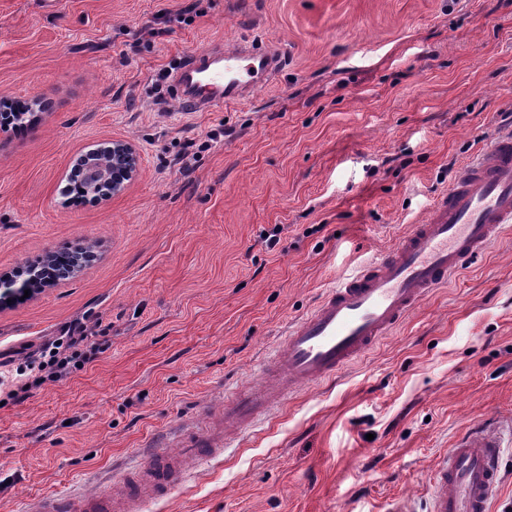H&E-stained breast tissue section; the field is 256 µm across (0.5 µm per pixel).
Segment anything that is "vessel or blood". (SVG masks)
Here are the masks:
<instances>
[{
    "label": "vessel or blood",
    "instance_id": "b4317fda",
    "mask_svg": "<svg viewBox=\"0 0 512 512\" xmlns=\"http://www.w3.org/2000/svg\"><path fill=\"white\" fill-rule=\"evenodd\" d=\"M282 56L266 43L212 47L190 55L174 72L184 111L199 112L249 100L280 72ZM512 231V133L461 168L447 191L398 243L325 290L294 320L274 352L273 386L237 389L224 397V423L184 429L178 451H152L136 488L106 496L63 494L42 512H142L146 499L171 494L186 458L206 461L225 433L248 426L298 388L335 376L369 352L437 288ZM501 437L485 423L464 432L440 456L430 476V512H490L500 483Z\"/></svg>",
    "mask_w": 512,
    "mask_h": 512
}]
</instances>
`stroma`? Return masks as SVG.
Listing matches in <instances>:
<instances>
[{
  "instance_id": "stroma-1",
  "label": "stroma",
  "mask_w": 512,
  "mask_h": 512,
  "mask_svg": "<svg viewBox=\"0 0 512 512\" xmlns=\"http://www.w3.org/2000/svg\"><path fill=\"white\" fill-rule=\"evenodd\" d=\"M259 38L284 52L276 80L180 110V59ZM34 96L38 125L0 133V271L94 259L0 304V512L116 492L145 443L210 427L290 320L512 131V0H0V98ZM115 141L135 178L71 199L75 160ZM79 325L89 361L11 398V370ZM490 418L492 512H512V233L144 512H425L440 455Z\"/></svg>"
}]
</instances>
